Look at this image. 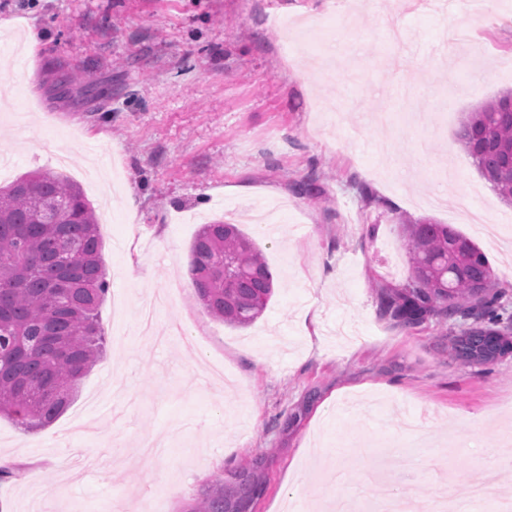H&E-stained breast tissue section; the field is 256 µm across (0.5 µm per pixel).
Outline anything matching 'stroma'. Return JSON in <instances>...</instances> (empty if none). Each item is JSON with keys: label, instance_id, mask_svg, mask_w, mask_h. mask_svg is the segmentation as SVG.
I'll return each instance as SVG.
<instances>
[{"label": "stroma", "instance_id": "1", "mask_svg": "<svg viewBox=\"0 0 512 512\" xmlns=\"http://www.w3.org/2000/svg\"><path fill=\"white\" fill-rule=\"evenodd\" d=\"M50 61L111 99L50 101ZM507 91L512 0H0V164L13 180L66 156L109 283L105 354L69 409L32 432L0 417L7 512H26L34 475L50 512H184L255 467V512H328L378 498L383 452L418 510L467 497L474 470L497 491L479 512L512 500L496 467L512 355L463 365L451 324L380 305L423 219L471 239L512 297V203L456 144ZM309 176L317 197L296 195ZM229 214L278 277L247 328L213 319L188 271L200 224ZM149 302L160 345L141 334ZM73 448L97 464L68 465Z\"/></svg>", "mask_w": 512, "mask_h": 512}]
</instances>
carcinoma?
<instances>
[{
	"instance_id": "carcinoma-1",
	"label": "carcinoma",
	"mask_w": 512,
	"mask_h": 512,
	"mask_svg": "<svg viewBox=\"0 0 512 512\" xmlns=\"http://www.w3.org/2000/svg\"><path fill=\"white\" fill-rule=\"evenodd\" d=\"M53 98L104 100L95 83L48 69ZM512 96L472 113L457 143L481 175L512 200ZM98 217L82 190L51 171L0 186V416L24 431L54 422L80 379L100 360V309L108 290ZM410 280L383 298L386 311L409 325L431 317L460 322L455 358L489 366L512 354V298L496 287L479 247L449 224L405 227ZM192 287L207 313L247 327L265 311L275 274L258 245L224 220L202 225L190 246ZM263 482L255 471L217 482L186 512H255Z\"/></svg>"
}]
</instances>
